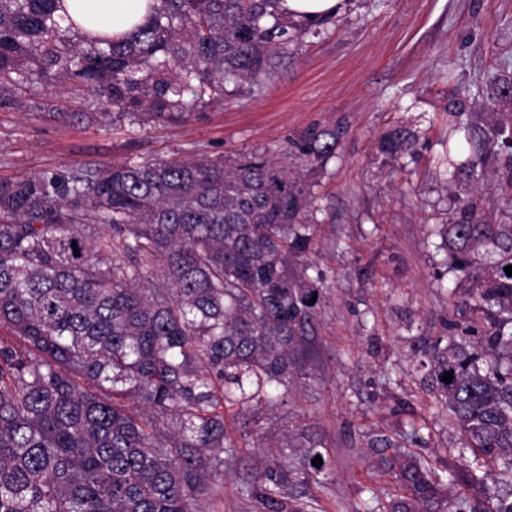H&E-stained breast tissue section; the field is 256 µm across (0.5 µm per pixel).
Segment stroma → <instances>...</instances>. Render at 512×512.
I'll return each instance as SVG.
<instances>
[{"mask_svg":"<svg viewBox=\"0 0 512 512\" xmlns=\"http://www.w3.org/2000/svg\"><path fill=\"white\" fill-rule=\"evenodd\" d=\"M454 79L445 80L444 71ZM512 73V0H342L319 34L282 57L273 83L241 87L223 107L180 123L112 125L71 121L104 104L72 99L40 83L0 110V180L129 159L231 157L274 151L314 124L349 126L336 159L316 174L321 209L309 259L328 299L317 317L316 378L266 426L324 423L333 473L308 485L313 512H365L371 493H395L371 467L367 436H395L411 422L431 435L419 455L433 460L458 439L435 414L409 339L443 332L448 300L434 277L432 226L448 196L432 173L448 139L445 108L460 87ZM417 128L414 158L381 163L378 136Z\"/></svg>","mask_w":512,"mask_h":512,"instance_id":"35a3bbf8","label":"stroma"}]
</instances>
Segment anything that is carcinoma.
<instances>
[{"label":"carcinoma","instance_id":"cac0c4a2","mask_svg":"<svg viewBox=\"0 0 512 512\" xmlns=\"http://www.w3.org/2000/svg\"><path fill=\"white\" fill-rule=\"evenodd\" d=\"M121 38L76 24L63 0H0V109L35 80L116 109L100 118L179 122L224 105L227 85L263 89L277 59L324 21L283 0H160ZM448 99V220L435 227L457 287L446 336L412 356L456 458L512 483V74L470 112ZM348 133L312 125L279 153L130 159L0 180V512H210L206 498L260 451L239 495L260 512H307L299 487L332 466L319 424L274 443L236 420L285 404L312 379L326 294L308 275L316 183ZM397 125L388 163L416 153ZM314 304H308V301ZM453 372L452 382L442 381ZM372 466L401 496L382 512H512L471 465L438 468L386 436ZM385 448H398L392 455ZM321 457L316 467L312 459ZM475 489L448 501V483Z\"/></svg>","mask_w":512,"mask_h":512}]
</instances>
